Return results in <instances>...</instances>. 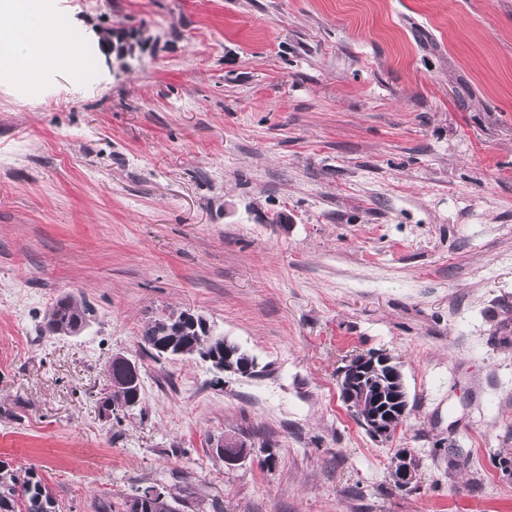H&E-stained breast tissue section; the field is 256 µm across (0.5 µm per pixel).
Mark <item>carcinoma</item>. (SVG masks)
Returning <instances> with one entry per match:
<instances>
[{
  "instance_id": "1",
  "label": "carcinoma",
  "mask_w": 512,
  "mask_h": 512,
  "mask_svg": "<svg viewBox=\"0 0 512 512\" xmlns=\"http://www.w3.org/2000/svg\"><path fill=\"white\" fill-rule=\"evenodd\" d=\"M90 309L68 295L60 298L48 310L45 330L52 335L71 336L90 321ZM143 345L161 342L170 348L169 355L206 358L220 349L213 336L184 320L160 317L150 321L141 333ZM341 386L353 387L357 398L353 403L357 417L380 415L392 428L402 422V410L407 400L396 401L391 396L392 384L384 369L373 372L345 373ZM134 388L129 386L121 368L112 364L109 391L104 403L117 409H129L135 401ZM122 512H178V508L163 493L150 498L135 493L122 503ZM0 512H58L57 500L50 487L32 467L15 466L0 460Z\"/></svg>"
}]
</instances>
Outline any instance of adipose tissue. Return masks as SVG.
I'll return each instance as SVG.
<instances>
[{
	"label": "adipose tissue",
	"mask_w": 512,
	"mask_h": 512,
	"mask_svg": "<svg viewBox=\"0 0 512 512\" xmlns=\"http://www.w3.org/2000/svg\"><path fill=\"white\" fill-rule=\"evenodd\" d=\"M67 54L66 40L50 23L42 0H0V63L14 79L54 68Z\"/></svg>",
	"instance_id": "ef3b65f1"
}]
</instances>
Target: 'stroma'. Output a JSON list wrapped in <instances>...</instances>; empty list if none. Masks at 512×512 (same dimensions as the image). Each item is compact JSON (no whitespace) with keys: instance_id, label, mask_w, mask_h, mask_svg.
I'll return each instance as SVG.
<instances>
[{"instance_id":"obj_1","label":"stroma","mask_w":512,"mask_h":512,"mask_svg":"<svg viewBox=\"0 0 512 512\" xmlns=\"http://www.w3.org/2000/svg\"><path fill=\"white\" fill-rule=\"evenodd\" d=\"M50 16L90 66L0 76V459L60 512L148 486L180 512H512V0ZM119 30L141 40L124 68ZM68 294L89 326L42 334ZM182 311L256 373L153 358L144 325ZM370 351L408 393L387 440L340 397ZM118 354L141 400L107 419Z\"/></svg>"}]
</instances>
